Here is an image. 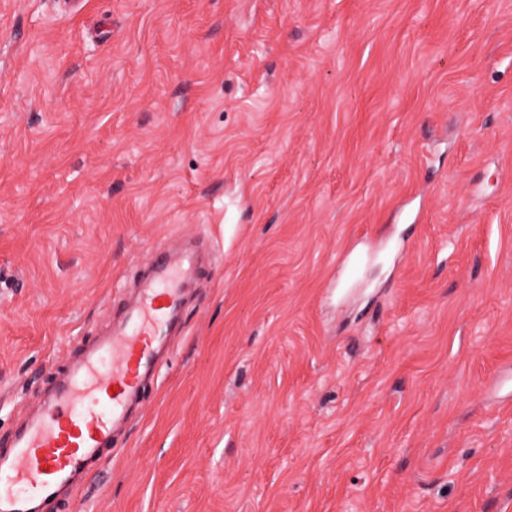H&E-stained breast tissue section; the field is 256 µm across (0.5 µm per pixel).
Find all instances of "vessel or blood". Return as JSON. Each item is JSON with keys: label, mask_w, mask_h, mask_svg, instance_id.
Wrapping results in <instances>:
<instances>
[{"label": "vessel or blood", "mask_w": 512, "mask_h": 512, "mask_svg": "<svg viewBox=\"0 0 512 512\" xmlns=\"http://www.w3.org/2000/svg\"><path fill=\"white\" fill-rule=\"evenodd\" d=\"M148 268L118 328L80 347L65 369L46 365L50 392L0 445V512H53L58 496L111 447L130 397L154 373L183 283L200 274L192 258L175 262L164 253L151 255Z\"/></svg>", "instance_id": "1"}]
</instances>
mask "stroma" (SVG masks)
<instances>
[{
    "mask_svg": "<svg viewBox=\"0 0 512 512\" xmlns=\"http://www.w3.org/2000/svg\"><path fill=\"white\" fill-rule=\"evenodd\" d=\"M188 241L61 512H512V0H0V441Z\"/></svg>",
    "mask_w": 512,
    "mask_h": 512,
    "instance_id": "obj_1",
    "label": "stroma"
}]
</instances>
